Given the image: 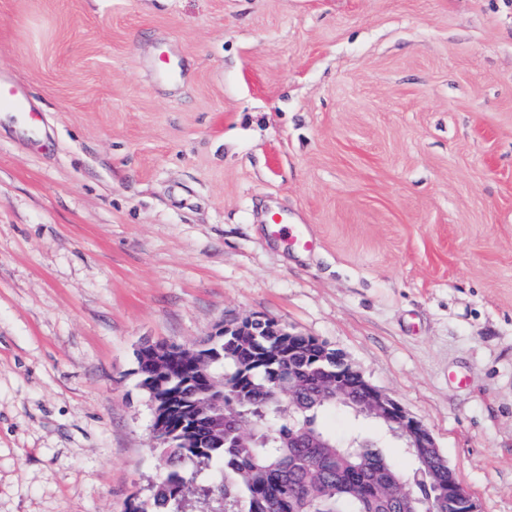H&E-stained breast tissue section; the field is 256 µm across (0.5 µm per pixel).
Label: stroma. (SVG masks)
I'll list each match as a JSON object with an SVG mask.
<instances>
[{"label": "stroma", "mask_w": 512, "mask_h": 512, "mask_svg": "<svg viewBox=\"0 0 512 512\" xmlns=\"http://www.w3.org/2000/svg\"><path fill=\"white\" fill-rule=\"evenodd\" d=\"M0 79V512H125L138 349L256 315L512 512V0H0ZM0 107L25 114L28 109V93L20 87L0 81Z\"/></svg>", "instance_id": "stroma-1"}]
</instances>
